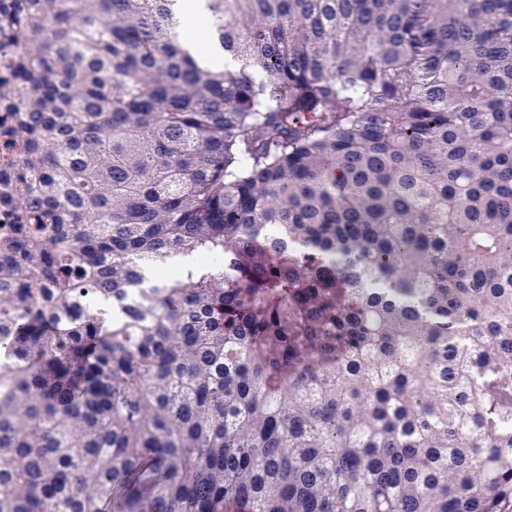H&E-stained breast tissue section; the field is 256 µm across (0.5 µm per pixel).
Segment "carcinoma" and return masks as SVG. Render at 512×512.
Listing matches in <instances>:
<instances>
[{
	"mask_svg": "<svg viewBox=\"0 0 512 512\" xmlns=\"http://www.w3.org/2000/svg\"><path fill=\"white\" fill-rule=\"evenodd\" d=\"M178 2L0 0V512H499L512 0ZM197 0H182L181 11L183 16L182 35L201 46L204 49L209 48V31L206 23L197 25L195 16L198 12Z\"/></svg>",
	"mask_w": 512,
	"mask_h": 512,
	"instance_id": "obj_1",
	"label": "carcinoma"
}]
</instances>
